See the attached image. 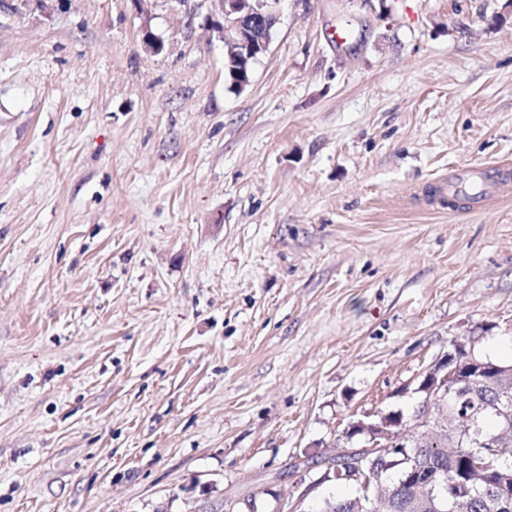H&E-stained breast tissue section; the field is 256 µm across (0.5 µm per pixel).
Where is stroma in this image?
I'll return each mask as SVG.
<instances>
[{
    "label": "stroma",
    "instance_id": "stroma-1",
    "mask_svg": "<svg viewBox=\"0 0 512 512\" xmlns=\"http://www.w3.org/2000/svg\"><path fill=\"white\" fill-rule=\"evenodd\" d=\"M500 0H282L231 91L217 0L0 12V512H287L452 342L512 360ZM148 2H150V0H133V3L136 5L138 14H140L142 17V23L140 26V32L142 33V47L146 52L156 54V52L162 50V45L159 39L154 37L152 34L150 16L147 7ZM510 180V170L507 167L498 171L489 173L483 168L472 167L465 170L455 180L448 181V188L445 183H436L432 186L436 190V195L432 200H440L448 196V190L455 192L470 193L481 203L485 198L491 197L499 189L508 186ZM475 187H479L478 190ZM475 201L473 203L478 202Z\"/></svg>",
    "mask_w": 512,
    "mask_h": 512
}]
</instances>
